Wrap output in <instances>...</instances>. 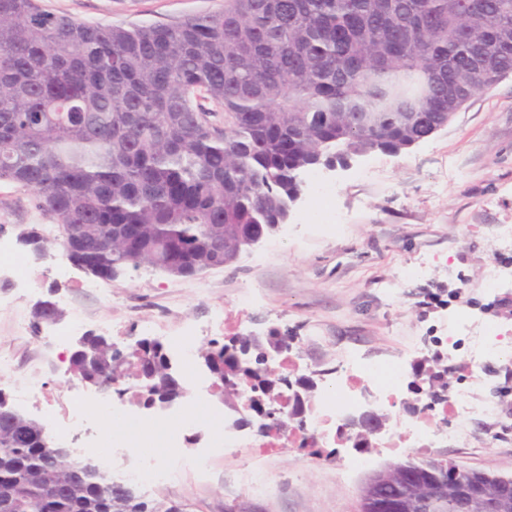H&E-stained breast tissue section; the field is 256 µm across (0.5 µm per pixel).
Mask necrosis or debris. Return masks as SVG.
I'll list each match as a JSON object with an SVG mask.
<instances>
[{
  "instance_id": "obj_1",
  "label": "necrosis or debris",
  "mask_w": 512,
  "mask_h": 512,
  "mask_svg": "<svg viewBox=\"0 0 512 512\" xmlns=\"http://www.w3.org/2000/svg\"><path fill=\"white\" fill-rule=\"evenodd\" d=\"M413 376L412 365L403 356L379 361L354 351L344 352L322 393L314 402L305 403L302 411H295L292 391L281 388L278 407L286 412H295L296 417L289 420L284 428L275 423L261 428L260 445L264 448H279L287 443L298 448H326L333 444L351 446L355 454L342 461V468L350 470L363 466L369 462L377 445L359 441L354 434V421L372 410L389 414L398 399L407 392ZM68 399L72 405L69 420L54 426V437L71 441L81 454L94 451L109 454L118 448L138 450L136 442L105 438L83 417L84 405L95 408L107 406L124 426L140 425L139 417L115 403L113 391L99 389L90 394L73 391ZM476 418L483 419L489 426L503 422V414L496 401L475 400L468 390L453 389L446 398H429L412 417L388 431L386 445L390 448H413L426 454L431 450L433 438L442 434L444 426L453 425L455 431L462 433L468 431L470 421ZM161 428L158 435L160 444L177 449L198 469L205 468L208 450L237 447L240 438L239 429L234 424L225 426L216 437H209L200 419L183 412L163 419Z\"/></svg>"
}]
</instances>
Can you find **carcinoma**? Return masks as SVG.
<instances>
[{
    "label": "carcinoma",
    "mask_w": 512,
    "mask_h": 512,
    "mask_svg": "<svg viewBox=\"0 0 512 512\" xmlns=\"http://www.w3.org/2000/svg\"><path fill=\"white\" fill-rule=\"evenodd\" d=\"M512 75V0H224L173 26L90 24L0 0V179L32 190L70 259L110 281L153 266L192 277L232 263L280 224L301 175L372 151L399 154L448 125L478 92ZM247 337L205 358L222 401L247 382H285L266 354L239 367ZM71 370L98 387L138 372L109 340L86 335ZM142 382L182 392L167 354L142 343ZM434 395L447 371L425 369ZM43 425L0 416V512H142L131 487L99 476L82 497L46 498L67 479ZM388 466L376 494L399 512L429 504ZM482 482L469 512H512L486 474L447 460L416 465Z\"/></svg>",
    "instance_id": "carcinoma-1"
}]
</instances>
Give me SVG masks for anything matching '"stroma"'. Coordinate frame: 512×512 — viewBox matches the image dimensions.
<instances>
[{
    "mask_svg": "<svg viewBox=\"0 0 512 512\" xmlns=\"http://www.w3.org/2000/svg\"><path fill=\"white\" fill-rule=\"evenodd\" d=\"M52 12L75 20L122 27L175 25L185 18L223 9L224 0H39ZM336 187L331 204L348 216L347 224L311 222L313 190L304 185L287 221L244 251L233 264L193 277H175L152 267L131 270L103 282V295L85 291L91 274L75 267L63 247L39 257L21 251L30 288L14 287L0 273V355L11 357L25 378L43 383L59 396L81 382L70 371L76 337L46 348L48 322H36L42 302L58 304L60 323L76 314L88 318L89 332L99 323L112 326L111 342L133 347L141 337L140 322L165 317L170 347L185 328L197 331L196 349L227 336H263L288 332L302 374L322 383L342 352L356 348L370 358L403 354L415 364L438 361L448 370L449 387L467 376L466 364L481 326L512 332V249L495 234L499 224H512V76L476 94L447 126L408 150L389 155L371 152L353 158L349 167L327 172ZM47 219L32 191L0 180V236L16 242L23 228H39ZM427 262L424 280H400L404 266ZM501 273L495 292L484 294L474 284L492 262ZM470 312L468 327L453 323L456 310ZM37 325L26 340L15 336L18 323ZM447 326L459 340L452 358H438L432 337ZM500 358L483 361L475 398L491 395L512 405V373ZM205 402L191 407L192 392L165 409L134 406L144 427L128 438L148 440L155 420L186 409L211 427L242 417L246 444L215 455L205 471L188 469L166 454L162 464L173 471L164 483L138 484L150 499L175 502L184 512H359L366 479L395 462L420 464L449 459L460 468L495 476H512V443L498 434L473 441L458 433L434 444L431 454L415 449L384 450L350 479L339 475L337 460L347 449L310 453L283 447L257 448L259 417L235 414L210 393L212 379L203 360H196ZM253 472L264 486L256 492L244 475Z\"/></svg>",
    "mask_w": 512,
    "mask_h": 512,
    "instance_id": "obj_1",
    "label": "stroma"
}]
</instances>
